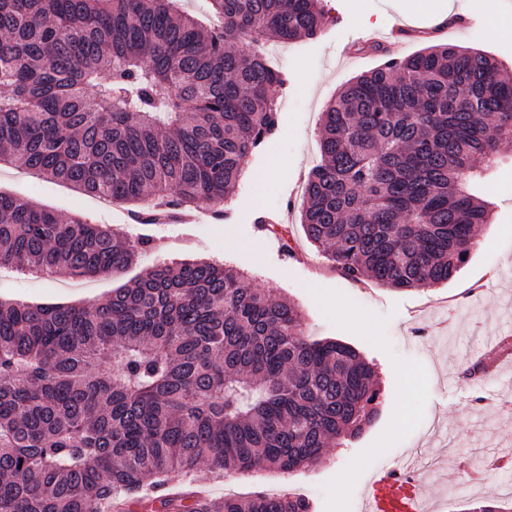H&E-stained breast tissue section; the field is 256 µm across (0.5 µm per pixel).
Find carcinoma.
Masks as SVG:
<instances>
[{
    "label": "carcinoma",
    "mask_w": 512,
    "mask_h": 512,
    "mask_svg": "<svg viewBox=\"0 0 512 512\" xmlns=\"http://www.w3.org/2000/svg\"><path fill=\"white\" fill-rule=\"evenodd\" d=\"M0 0V161L132 215L223 201L279 129L288 78L261 48L321 34L324 0ZM247 40L252 51L227 44ZM301 224L331 267L395 291L452 279L489 207L471 183L512 152V70L446 42L386 57L323 112ZM152 240L0 192V266L122 275ZM374 365L312 340L285 299L207 261L145 270L97 306L0 302V512H100L147 479L290 473L378 413ZM311 512L294 495L161 501Z\"/></svg>",
    "instance_id": "obj_1"
}]
</instances>
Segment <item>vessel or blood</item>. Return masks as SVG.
I'll use <instances>...</instances> for the list:
<instances>
[{
  "instance_id": "b4317fda",
  "label": "vessel or blood",
  "mask_w": 512,
  "mask_h": 512,
  "mask_svg": "<svg viewBox=\"0 0 512 512\" xmlns=\"http://www.w3.org/2000/svg\"><path fill=\"white\" fill-rule=\"evenodd\" d=\"M362 512H427L422 490L394 467L378 469Z\"/></svg>"
}]
</instances>
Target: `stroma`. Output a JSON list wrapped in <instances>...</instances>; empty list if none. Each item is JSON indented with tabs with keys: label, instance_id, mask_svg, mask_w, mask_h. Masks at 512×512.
I'll return each mask as SVG.
<instances>
[{
	"label": "stroma",
	"instance_id": "1",
	"mask_svg": "<svg viewBox=\"0 0 512 512\" xmlns=\"http://www.w3.org/2000/svg\"><path fill=\"white\" fill-rule=\"evenodd\" d=\"M512 0H430L413 10L412 0H328L323 34L314 40L273 46L272 65L289 76L278 101L276 138L250 157V175L232 191L229 221L200 206L199 220L138 224L126 204L100 206L70 185L44 179L11 163H0V191L64 215L106 224L121 237H149L129 272L172 259H202L247 272L254 287L289 300L311 338L346 343L375 364L381 392L379 414L355 441L327 449L315 465L281 474L257 465L231 474L236 493L287 490L312 500L315 512H361L374 471L408 461L429 470L423 485L428 512H465L467 505L512 503V466L485 474L486 463L512 456V362L499 363L481 382L464 373L493 336H512V158L486 176L480 196L490 205L478 245L448 282L394 292L372 281L354 282L330 267L311 245L300 223L299 185L320 163L322 113L330 98L353 77L382 64L366 47L365 33L395 20L418 30L400 55L426 47L438 10L465 12L471 24L452 35L458 46L476 49L512 69V38L492 36L488 18ZM350 44L352 61L336 55ZM286 225V234L258 228V216ZM119 280L73 278L62 273L0 270V301L87 306L106 302Z\"/></svg>",
	"mask_w": 512,
	"mask_h": 512
}]
</instances>
